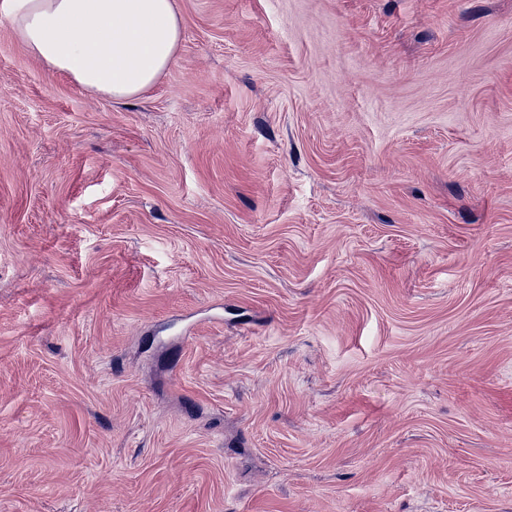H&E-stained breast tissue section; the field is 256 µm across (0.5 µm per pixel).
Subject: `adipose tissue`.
Returning <instances> with one entry per match:
<instances>
[{
	"mask_svg": "<svg viewBox=\"0 0 512 512\" xmlns=\"http://www.w3.org/2000/svg\"><path fill=\"white\" fill-rule=\"evenodd\" d=\"M0 17L33 57L115 100L150 88L181 39L175 0H0Z\"/></svg>",
	"mask_w": 512,
	"mask_h": 512,
	"instance_id": "adipose-tissue-1",
	"label": "adipose tissue"
}]
</instances>
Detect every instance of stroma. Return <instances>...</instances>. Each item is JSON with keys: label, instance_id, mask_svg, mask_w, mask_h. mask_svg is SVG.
Returning a JSON list of instances; mask_svg holds the SVG:
<instances>
[{"label": "stroma", "instance_id": "35a3bbf8", "mask_svg": "<svg viewBox=\"0 0 512 512\" xmlns=\"http://www.w3.org/2000/svg\"><path fill=\"white\" fill-rule=\"evenodd\" d=\"M175 3L0 18V512H512V0ZM0 15L33 57L113 100L150 88L181 39L174 0H3Z\"/></svg>", "mask_w": 512, "mask_h": 512}]
</instances>
